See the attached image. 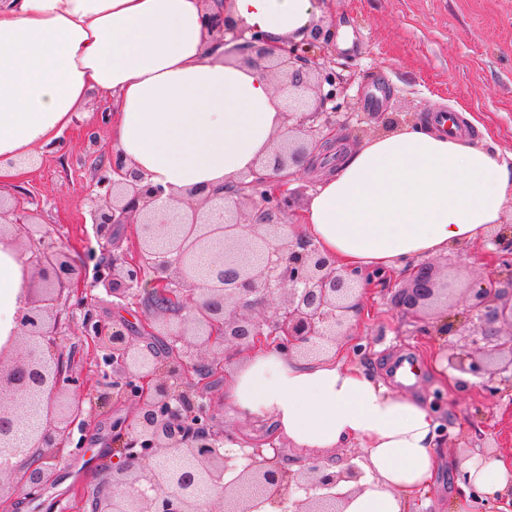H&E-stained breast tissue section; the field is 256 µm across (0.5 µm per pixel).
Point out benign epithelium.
Segmentation results:
<instances>
[{"mask_svg": "<svg viewBox=\"0 0 512 512\" xmlns=\"http://www.w3.org/2000/svg\"><path fill=\"white\" fill-rule=\"evenodd\" d=\"M204 26L215 43L230 34L244 43L237 50L249 65H263L286 93V118L292 121L278 139L261 171L240 180L229 194L220 188L202 199L182 201L170 225L155 222L168 209L165 190L143 185L144 177L114 156L95 183L99 204L92 212L99 240L112 236L114 224H137V255L102 265L93 286L101 285L114 298L126 301L152 273L151 298L158 309L174 316L163 323L174 355L164 360L149 348L130 341L115 329L85 325L84 335L104 351L112 367V393L133 405L131 417L118 423V462L92 512H259L271 505L282 512H343L346 495L334 492L344 481H358L361 472L350 465L338 472L314 460L303 469L286 466L278 447L254 445L238 466L223 447L234 431L218 429L206 402L207 379L224 368L229 352L249 351L273 344L303 357H318L348 336L367 286L355 271H343L311 240L291 237L277 222L292 199L271 187L283 170L308 165L310 154L325 143L324 130L336 125V113L324 111L341 93L336 71L309 56L321 36L315 27L303 41L288 42L280 52L265 47L254 34L244 38L223 11L205 12ZM256 210V223L241 224L242 208ZM224 211V222L210 224L204 209ZM20 208L0 196V241L27 253L35 238L18 232L10 217ZM500 264L505 276L490 275L467 288L461 297L470 324L474 349L454 358L459 371L493 383L492 366L501 361L512 372V231L498 233ZM212 257V274L200 281L194 259ZM28 278L37 289H25L26 307L18 314L19 329L0 347V494L8 487L35 500L57 462L53 448L70 434L75 399L65 396L69 382L64 353L54 346L59 325V297L79 269L60 251L47 259L26 261ZM454 295L440 284L431 267H418L396 296L405 313L416 315L441 297ZM47 404L43 425L31 445L42 449L23 472L13 460L23 449L13 436L29 408ZM179 456L184 468L171 472L162 464ZM212 486L202 501L195 489Z\"/></svg>", "mask_w": 512, "mask_h": 512, "instance_id": "benign-epithelium-1", "label": "benign epithelium"}]
</instances>
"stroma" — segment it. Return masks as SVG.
Masks as SVG:
<instances>
[{"mask_svg": "<svg viewBox=\"0 0 512 512\" xmlns=\"http://www.w3.org/2000/svg\"><path fill=\"white\" fill-rule=\"evenodd\" d=\"M322 25L330 39L317 43L313 53L320 62H335L336 72L348 79L339 97L343 111L352 115L341 129L346 146H359L390 125L420 123L428 114L450 108L471 117L469 142L488 141L502 153L512 152V0H328ZM370 92L378 97L372 115L366 108ZM90 106L95 117H76L55 144L42 149V164L29 168L9 190L11 202L37 212L39 225L47 229L43 255L61 250L83 262L81 277L67 286L59 302L63 326L57 339L69 355L68 389L78 410L42 498L28 500L13 492L17 512H47L50 503L54 512H77V494L89 484L107 481L112 472L114 425L128 419L132 408L116 395L103 399L112 369L88 346L85 323L120 328L129 340L158 353L169 344L145 299L116 305L103 287L91 285L101 261L133 256L137 229L117 224L108 246L96 241L91 186L112 157V127L97 116L110 111L112 101L94 96ZM337 163L335 146L317 149L312 167L294 177L296 205L305 203ZM495 259L486 235L424 263L455 287L469 288ZM409 280V271H392L386 282L369 285L352 318L353 335L366 351L351 360L390 390L435 407L448 436L440 444L442 465L426 494L424 512H452L455 462L512 456V387L502 382L492 393L475 378L464 390L442 382L437 367L470 347L463 317L446 316L438 307L424 320L413 319L395 303ZM449 320L453 328L443 330ZM406 360L422 368L409 386L394 375ZM209 385L211 411L221 425L260 440L274 439L269 423L244 421L225 409L223 376L212 377Z\"/></svg>", "mask_w": 512, "mask_h": 512, "instance_id": "stroma-1", "label": "stroma"}]
</instances>
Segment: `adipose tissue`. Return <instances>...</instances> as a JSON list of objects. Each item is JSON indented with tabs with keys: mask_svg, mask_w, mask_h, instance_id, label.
<instances>
[{
	"mask_svg": "<svg viewBox=\"0 0 512 512\" xmlns=\"http://www.w3.org/2000/svg\"><path fill=\"white\" fill-rule=\"evenodd\" d=\"M222 9L272 44L303 39L324 13L318 0H0V182L69 129L92 91L113 101V153L148 183L202 198L259 169L284 129V95L211 42L203 16ZM511 203L512 153L419 124L345 152L300 221L337 267L366 274L476 240ZM28 285L24 256L0 243V344ZM224 404L310 453L358 444L344 512H411L435 478L431 408L348 365L342 346L316 359L255 348L228 369ZM455 472L457 512L474 491L512 503V457Z\"/></svg>",
	"mask_w": 512,
	"mask_h": 512,
	"instance_id": "1",
	"label": "adipose tissue"
}]
</instances>
